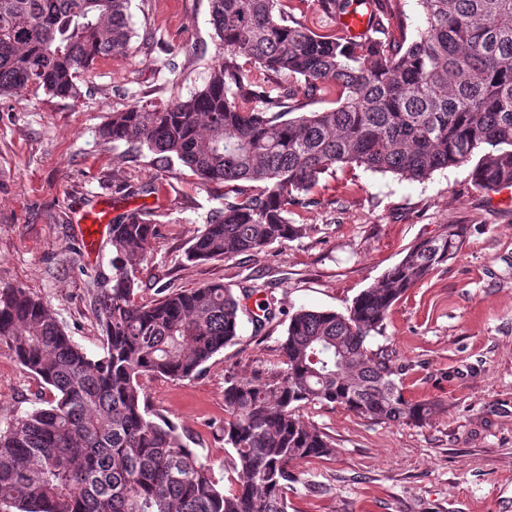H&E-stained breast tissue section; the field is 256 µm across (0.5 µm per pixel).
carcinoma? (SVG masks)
Masks as SVG:
<instances>
[{
	"label": "carcinoma",
	"instance_id": "1",
	"mask_svg": "<svg viewBox=\"0 0 512 512\" xmlns=\"http://www.w3.org/2000/svg\"><path fill=\"white\" fill-rule=\"evenodd\" d=\"M130 0H0V96L35 87L75 100L80 73L126 52ZM328 17L351 0H319ZM424 27L392 36L378 4L367 32L319 33L288 0H211L224 61L205 86L164 106L130 105L100 129L112 143L177 159L224 185L190 245L192 261L263 251L307 231L291 214L321 205L313 189L337 168L404 179L473 161L474 186H512V0H418ZM300 85L272 95L237 62ZM320 96L333 107L296 112ZM157 236L140 212L113 221L112 274L99 276L103 354L90 357L24 288L0 289V342L52 393L0 429V512H288L303 482L293 463L336 454L302 404H334L373 422L419 424L436 411L396 383L384 350L367 347L392 305L463 245V225L419 241L347 313L300 309L280 345L282 370L224 379V444L235 486H220L190 439L152 410L142 380L198 377L237 336L239 303L222 283L157 289L135 300L136 258Z\"/></svg>",
	"mask_w": 512,
	"mask_h": 512
}]
</instances>
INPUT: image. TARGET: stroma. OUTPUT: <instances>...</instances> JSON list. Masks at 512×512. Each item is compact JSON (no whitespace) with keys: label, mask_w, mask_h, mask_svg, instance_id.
Returning <instances> with one entry per match:
<instances>
[{"label":"stroma","mask_w":512,"mask_h":512,"mask_svg":"<svg viewBox=\"0 0 512 512\" xmlns=\"http://www.w3.org/2000/svg\"><path fill=\"white\" fill-rule=\"evenodd\" d=\"M134 36L121 56L98 59L79 100L24 89L0 97V288L42 299L74 342L100 355L98 276L112 247L83 248L78 211L101 201L113 215L138 211L159 233L138 263L136 300L157 288L221 282L243 300L237 339L199 377L147 378L144 392L192 439L224 487L234 481L224 446V379L266 378L282 368L289 313L346 312L414 243L464 227L458 255L389 310L367 341L397 368L405 396L434 403L420 424L373 423L340 406L306 404L301 419L324 432L335 456L297 462L303 477L288 512H512V187L477 190L471 165L423 181L362 169L325 174L321 206L300 213L299 238L255 254L191 262L186 251L224 187L203 184L180 161L158 165L147 149L107 142L99 129L137 101L162 105L201 89L224 45L210 0H131ZM276 317L256 330V305ZM50 393L0 343V427Z\"/></svg>","instance_id":"obj_1"}]
</instances>
